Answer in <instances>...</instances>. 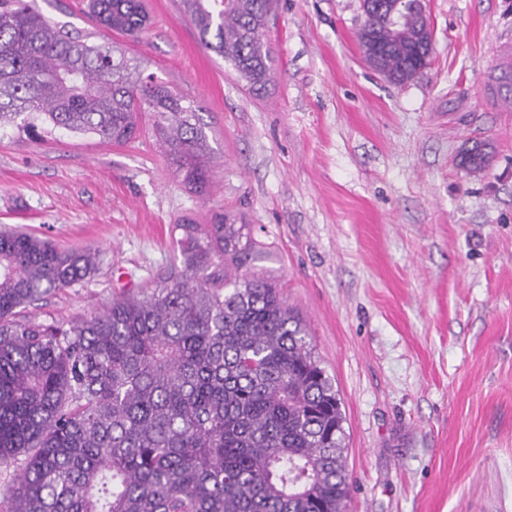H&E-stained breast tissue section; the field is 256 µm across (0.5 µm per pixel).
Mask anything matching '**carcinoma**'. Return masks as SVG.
Wrapping results in <instances>:
<instances>
[{
  "label": "carcinoma",
  "mask_w": 512,
  "mask_h": 512,
  "mask_svg": "<svg viewBox=\"0 0 512 512\" xmlns=\"http://www.w3.org/2000/svg\"><path fill=\"white\" fill-rule=\"evenodd\" d=\"M362 0L365 60L388 47L403 84L428 66L420 19L399 5L392 34ZM200 43L250 90L273 60L264 28L273 0H180ZM99 26L126 35L142 0H88ZM152 122L185 180L209 149L192 102L142 77L114 42L45 15L37 0H0V130L42 140L55 129L127 143ZM486 144L462 157L486 167ZM181 265L151 288L122 292L64 329L25 311L97 269L98 254L21 230L0 232V465L19 464L8 512H346L338 390L306 325L264 276L248 225L224 214L178 224Z\"/></svg>",
  "instance_id": "obj_1"
}]
</instances>
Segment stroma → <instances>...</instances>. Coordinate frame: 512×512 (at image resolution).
<instances>
[{
  "label": "stroma",
  "instance_id": "1",
  "mask_svg": "<svg viewBox=\"0 0 512 512\" xmlns=\"http://www.w3.org/2000/svg\"><path fill=\"white\" fill-rule=\"evenodd\" d=\"M111 39L201 109L209 184L150 126L124 144L0 132V229L100 253L35 315L67 326L175 262L178 224L249 225L255 271L306 324L343 402L348 512H512V111L487 91L512 0H423L434 50L396 85L365 61L361 0H275L253 92L179 0ZM488 143L484 171L462 153Z\"/></svg>",
  "mask_w": 512,
  "mask_h": 512
}]
</instances>
